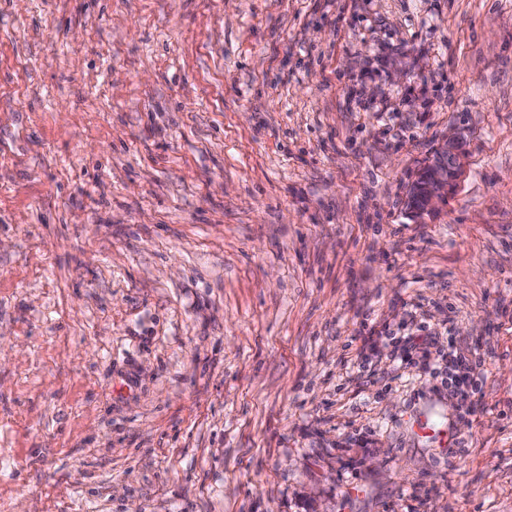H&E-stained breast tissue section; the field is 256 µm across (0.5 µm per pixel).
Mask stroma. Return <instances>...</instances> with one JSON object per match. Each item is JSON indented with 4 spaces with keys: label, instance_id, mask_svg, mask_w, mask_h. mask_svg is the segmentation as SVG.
<instances>
[{
    "label": "stroma",
    "instance_id": "obj_1",
    "mask_svg": "<svg viewBox=\"0 0 512 512\" xmlns=\"http://www.w3.org/2000/svg\"><path fill=\"white\" fill-rule=\"evenodd\" d=\"M0 512H512V0H0ZM465 142L464 134L455 132L443 141L436 149V155L428 165V184L426 186V199L421 208H408L411 216L424 219L441 210L452 197L465 170V153L462 145ZM448 171L452 173L448 177ZM444 356L448 363V382L445 381V383L448 384V388L452 389L450 392L459 397L461 406H466L469 409L474 403L471 397L475 398L480 393V388L477 384H471L467 376L457 373L464 366L463 363L466 359L458 352V348L453 342H448V354H443L442 357ZM468 401L470 405H467Z\"/></svg>",
    "mask_w": 512,
    "mask_h": 512
}]
</instances>
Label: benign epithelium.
<instances>
[{
    "instance_id": "1",
    "label": "benign epithelium",
    "mask_w": 512,
    "mask_h": 512,
    "mask_svg": "<svg viewBox=\"0 0 512 512\" xmlns=\"http://www.w3.org/2000/svg\"><path fill=\"white\" fill-rule=\"evenodd\" d=\"M464 142V134L455 132L438 146L436 155L430 162L424 205L418 209L409 208L411 216L417 219L432 216L448 203L464 174Z\"/></svg>"
}]
</instances>
